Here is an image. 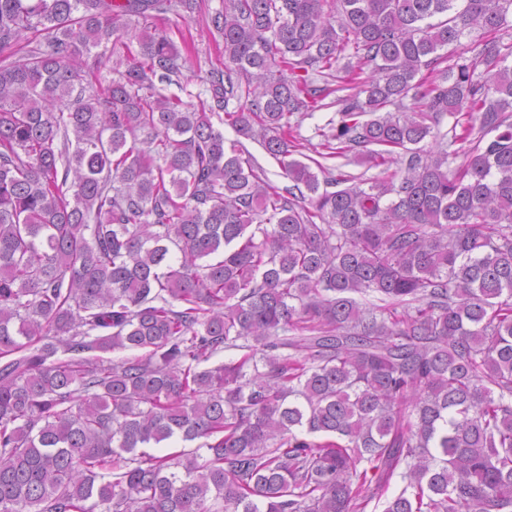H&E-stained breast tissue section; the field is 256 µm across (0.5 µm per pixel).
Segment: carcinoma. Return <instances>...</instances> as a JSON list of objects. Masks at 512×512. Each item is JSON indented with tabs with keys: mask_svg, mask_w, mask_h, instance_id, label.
<instances>
[{
	"mask_svg": "<svg viewBox=\"0 0 512 512\" xmlns=\"http://www.w3.org/2000/svg\"><path fill=\"white\" fill-rule=\"evenodd\" d=\"M198 7L0 0V512H365L395 478L384 512H512V0H224L195 106L153 78ZM348 51L321 157L374 179L293 158L337 92L295 71ZM447 116L464 146L421 147ZM241 141L255 157L257 163L264 169L266 176L272 184L280 188L293 185V182L283 176L282 170L276 161L271 158L257 142L245 139H241Z\"/></svg>",
	"mask_w": 512,
	"mask_h": 512,
	"instance_id": "carcinoma-1",
	"label": "carcinoma"
}]
</instances>
